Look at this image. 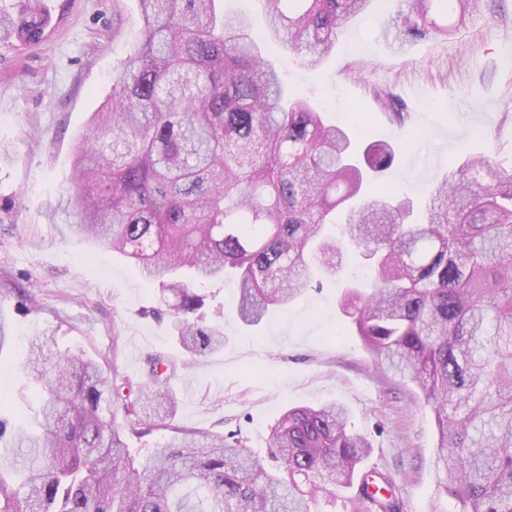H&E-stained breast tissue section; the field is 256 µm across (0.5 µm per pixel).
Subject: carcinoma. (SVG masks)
<instances>
[{"instance_id": "1", "label": "carcinoma", "mask_w": 512, "mask_h": 512, "mask_svg": "<svg viewBox=\"0 0 512 512\" xmlns=\"http://www.w3.org/2000/svg\"><path fill=\"white\" fill-rule=\"evenodd\" d=\"M137 2L140 40L75 156L73 226L159 283L184 367L224 346L195 319L192 283L235 276L236 314L257 325L344 247L359 250L375 280L343 286L340 305L375 363L432 404L439 488L460 512H512V168L468 158L416 219L411 201L371 189L391 144L354 154L346 129L288 93L247 17L216 0ZM262 2L268 32L314 71L371 0ZM496 2L408 0L394 40L493 20ZM47 24L43 0H18L0 11V43L37 41ZM147 364L134 386L83 353L29 343L39 416L19 428L0 411V512H309L298 478L350 484L370 452L331 402L283 413L268 444L280 475L222 436L185 434L141 462L125 437L177 408L176 365Z\"/></svg>"}]
</instances>
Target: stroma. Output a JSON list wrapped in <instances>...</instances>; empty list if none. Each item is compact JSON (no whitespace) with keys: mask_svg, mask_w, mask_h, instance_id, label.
Wrapping results in <instances>:
<instances>
[{"mask_svg":"<svg viewBox=\"0 0 512 512\" xmlns=\"http://www.w3.org/2000/svg\"><path fill=\"white\" fill-rule=\"evenodd\" d=\"M398 0H372L350 22L320 70H303L264 30L259 0H220L250 15L252 31L274 59L291 93L317 100L326 118L354 127L360 143L389 141L392 167L382 176L400 198L421 204L449 166L483 154L512 168V0L495 20L476 18L455 35L434 33L393 45L384 33ZM45 37L0 46V316L12 346L0 350V385L17 421L31 416L34 381L26 369L30 340L47 351L84 352L118 378L145 379L146 358L180 359L172 320L155 315L158 286L145 282L122 255L76 234L66 212L74 192L73 161L91 132V118L112 97L115 67L136 41L142 19L136 0H44ZM121 14L123 35L112 37ZM392 95L409 118L391 125L376 98ZM339 274L320 289L257 325L241 322L232 281L196 285L205 326L224 330V347L178 369L170 381L179 398L169 428L127 437L144 459L186 433L234 436L267 469L272 427L288 406L336 401L348 428L371 452L361 472L394 485L400 512H458L437 487L432 407L411 382L377 367L360 338L345 329L339 282L369 279L370 269L343 252ZM32 295L22 306L18 289ZM316 491L310 512H376L357 485Z\"/></svg>","mask_w":512,"mask_h":512,"instance_id":"1","label":"stroma"}]
</instances>
